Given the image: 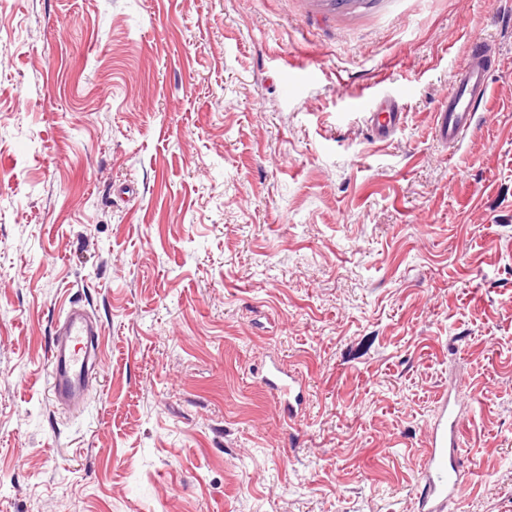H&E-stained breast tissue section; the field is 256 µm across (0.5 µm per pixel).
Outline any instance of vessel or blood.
I'll return each instance as SVG.
<instances>
[{"label": "vessel or blood", "mask_w": 512, "mask_h": 512, "mask_svg": "<svg viewBox=\"0 0 512 512\" xmlns=\"http://www.w3.org/2000/svg\"><path fill=\"white\" fill-rule=\"evenodd\" d=\"M487 44L474 43L470 55L453 77L447 102L435 114L440 139L456 147L473 123V118L488 92ZM356 109L367 112L373 133L388 138L399 125L402 112L397 99L384 98L376 103L357 99ZM100 328L93 325L86 309L70 303L53 332L48 381L56 403L78 410L87 398V375L98 364ZM260 385L273 398L287 424H295L303 404L300 379L278 363L266 364ZM472 407L456 392L448 389L437 399L436 416L427 428V448L420 466L415 512H447L450 502L462 496L469 486L463 469L465 458L460 432Z\"/></svg>", "instance_id": "vessel-or-blood-1"}]
</instances>
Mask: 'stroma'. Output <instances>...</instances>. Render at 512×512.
<instances>
[{"mask_svg":"<svg viewBox=\"0 0 512 512\" xmlns=\"http://www.w3.org/2000/svg\"><path fill=\"white\" fill-rule=\"evenodd\" d=\"M476 40L451 151L433 114ZM370 87L403 99L384 143ZM73 301L103 331L79 412L46 382ZM452 374L448 512H512V0L0 9V512H413ZM491 49L485 43L473 44L471 53L453 76L447 102L435 112L440 139L454 149L473 123L475 112L488 92L487 57ZM260 385L273 398L275 407L284 421L293 425L303 404V389L300 379L285 371L275 361L265 365L259 379ZM436 403V416L427 426V448L414 500L416 512H446L448 504L462 496L470 484L461 465L465 453L460 432L472 407L451 384Z\"/></svg>","mask_w":512,"mask_h":512,"instance_id":"stroma-1","label":"stroma"}]
</instances>
